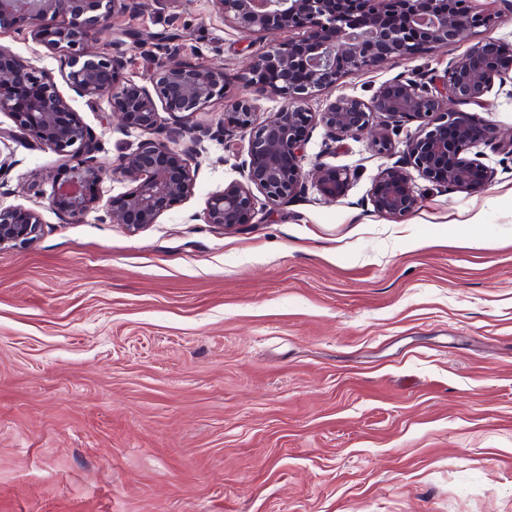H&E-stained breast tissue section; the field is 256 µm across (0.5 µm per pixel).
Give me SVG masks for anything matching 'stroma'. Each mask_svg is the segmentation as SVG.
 Here are the masks:
<instances>
[{
    "mask_svg": "<svg viewBox=\"0 0 512 512\" xmlns=\"http://www.w3.org/2000/svg\"><path fill=\"white\" fill-rule=\"evenodd\" d=\"M490 26L392 57L310 97L369 99L394 78L430 83L486 39L512 41V0H472ZM223 71L257 118L251 62L291 31L243 34L214 0H139L88 51L123 54L149 84V52ZM48 72L102 144L99 160L145 140L69 87L59 54L25 24L0 33ZM314 164L358 175L347 195L316 188L255 223H205L209 196L241 180L240 133L205 141L194 189L132 231L104 211L68 224L48 206L61 157L24 137L0 205L36 209V242L0 248V512H512V156L467 193L416 178L419 202L392 218L368 200L393 164L368 133Z\"/></svg>",
    "mask_w": 512,
    "mask_h": 512,
    "instance_id": "35a3bbf8",
    "label": "stroma"
}]
</instances>
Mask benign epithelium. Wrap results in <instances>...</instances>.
I'll use <instances>...</instances> for the list:
<instances>
[{"label":"benign epithelium","instance_id":"1","mask_svg":"<svg viewBox=\"0 0 512 512\" xmlns=\"http://www.w3.org/2000/svg\"><path fill=\"white\" fill-rule=\"evenodd\" d=\"M216 6L247 34L272 28L303 32L298 39L259 55L247 72L254 91L282 99L273 119L258 121L255 106L230 99L224 125L216 131L188 124V119L216 99H229L221 71L181 60L166 47L154 57L151 85L124 79L123 57L92 54L88 41L111 30L112 17L137 6L138 0H0V30L17 22L33 38L60 53L67 79L81 97L108 101L122 133L154 131L160 113L168 115L166 137L148 139L118 156L112 176L131 184L122 195L103 200L98 187L105 171L98 161L101 144L74 112L50 76L29 66L0 45V112L15 124L0 128V143L20 133L35 146L52 151L66 163L51 171L49 207L65 222L78 224L98 210L112 222L136 231L156 223L167 209L193 190L201 143L234 130L248 138L241 163L245 182H233L210 196L205 223L234 227L254 223L260 193L276 206L305 188V147L321 126L338 146L368 130L372 145L390 156L393 132L403 117L420 121V130L403 142L404 163L439 187L465 192L484 188L494 174L476 151L497 139L494 127L475 114L448 110V102L484 107L495 85L512 82V41L487 40L455 60L432 80L434 91L412 80L385 82L369 100L338 96L323 110L305 106L347 74L375 67L393 54L411 56L449 44L490 23L470 0H215ZM51 23H45V20ZM355 176L349 168L319 165L315 187L337 201L347 195ZM415 182L404 167L386 166L372 178L369 201L375 212L404 216L418 204ZM43 231L40 214L31 208L0 207V247L33 243Z\"/></svg>","mask_w":512,"mask_h":512}]
</instances>
